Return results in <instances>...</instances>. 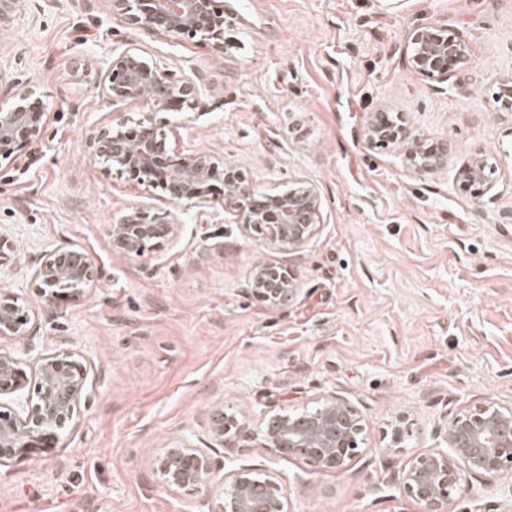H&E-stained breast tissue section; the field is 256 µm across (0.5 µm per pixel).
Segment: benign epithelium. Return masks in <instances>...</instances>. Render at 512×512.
Returning a JSON list of instances; mask_svg holds the SVG:
<instances>
[{"mask_svg":"<svg viewBox=\"0 0 512 512\" xmlns=\"http://www.w3.org/2000/svg\"><path fill=\"white\" fill-rule=\"evenodd\" d=\"M129 20L139 29L160 37L198 36L216 49L224 48V9L216 0H125ZM20 0H0V28L12 25ZM408 65L418 75L439 84L461 70L472 68L468 44L443 23L417 28L408 44ZM15 104L0 111V156L26 167L40 144L49 113L37 86L16 88ZM102 101L111 107L107 118L88 130L85 151L107 173L127 176L146 190L160 188L172 203L188 202L212 209L217 184L235 191L225 198L233 223L264 234L273 252L287 255L303 248L323 224L322 200L316 186L302 184L275 191L260 199L236 171L213 153L182 147L176 127L162 118L200 107L205 94L203 79L195 74H175L161 62L147 61L131 48L106 63ZM141 104L150 122L130 125L117 105ZM371 146L405 143L403 164L418 175L439 171L448 163V139L429 138L401 118L381 108L372 113L365 129ZM494 164L478 156L463 171V182L479 192L490 186ZM182 227L153 208H127L118 222L107 225L105 236L112 251L143 256L174 247ZM97 278L88 254L73 246L42 251L32 281L49 304L60 299H80ZM297 291L295 272L280 262L259 265L251 293L269 306H277ZM35 311L20 294L0 300V337L23 339L33 335ZM35 347L25 342L13 352H0V460L27 456L53 447L75 421L86 390L88 370L83 355L71 348L37 359L34 386H29L22 364ZM249 436L245 423L213 416L211 433L219 446L230 429ZM449 450H433L415 457L393 479L418 507L417 512H448V502L469 487L472 477L496 476L512 471V406L486 400L444 421ZM363 426L346 400L333 394L315 412L293 418L278 414L262 431L261 447L290 456H302L324 471L342 473L359 452ZM163 486L173 494L197 492L196 512H206L211 496L222 500L223 512H285L286 485L268 475L255 482L242 471L232 479L219 474L210 455L181 440L167 448L159 467Z\"/></svg>","mask_w":512,"mask_h":512,"instance_id":"1","label":"benign epithelium"}]
</instances>
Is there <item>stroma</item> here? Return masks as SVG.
<instances>
[{
  "instance_id": "stroma-1",
  "label": "stroma",
  "mask_w": 512,
  "mask_h": 512,
  "mask_svg": "<svg viewBox=\"0 0 512 512\" xmlns=\"http://www.w3.org/2000/svg\"><path fill=\"white\" fill-rule=\"evenodd\" d=\"M224 48L162 38L127 23L114 0H21L0 30V71L45 92L50 114L31 164L0 158V228L13 258L0 297L35 311L34 343L72 340L88 389L56 447L0 461V512H194L168 492L154 461L174 442L211 444L217 409L260 430L276 413L342 395L364 425L345 472L224 438L227 470L270 474L288 512H416L391 472L444 448L435 429L490 399L512 406V109L494 93L512 77V0H224ZM442 22L468 43L479 81L468 96L406 65L412 32ZM135 48L206 82L204 108L180 121L185 144L224 157L252 189L314 184L323 225L278 257L263 235L212 211L166 201L106 174L84 135L107 109L97 81L70 79ZM400 113L448 139V164L407 169L400 147H370L372 112ZM492 187L462 188L477 154ZM157 208L183 237L155 255L109 248L105 228L132 204ZM82 247L99 278L77 301L45 303L29 268L45 248ZM283 261L298 292L272 308L249 286L255 265ZM413 433L390 445L397 416ZM448 512H512V474L474 479Z\"/></svg>"
}]
</instances>
